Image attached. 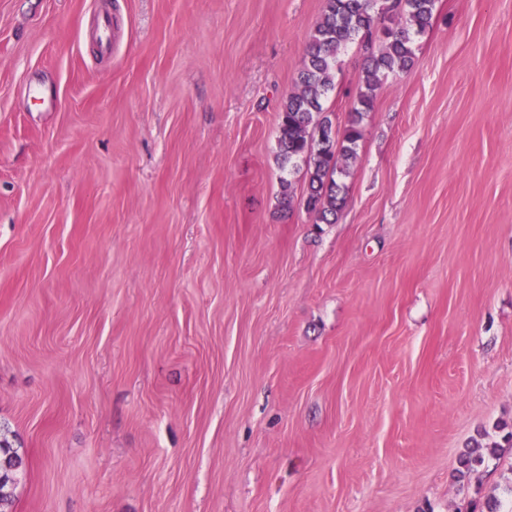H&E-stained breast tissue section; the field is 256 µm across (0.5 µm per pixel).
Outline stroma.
<instances>
[{
	"instance_id": "obj_1",
	"label": "stroma",
	"mask_w": 512,
	"mask_h": 512,
	"mask_svg": "<svg viewBox=\"0 0 512 512\" xmlns=\"http://www.w3.org/2000/svg\"><path fill=\"white\" fill-rule=\"evenodd\" d=\"M0 0L10 512H476L512 420V0H437L335 223L278 113L324 0ZM364 55L325 106L344 128ZM296 201L283 210V182ZM487 449L481 441L472 439L470 445L467 446L458 458V467L456 469L457 482L461 484V482H464L483 466Z\"/></svg>"
}]
</instances>
